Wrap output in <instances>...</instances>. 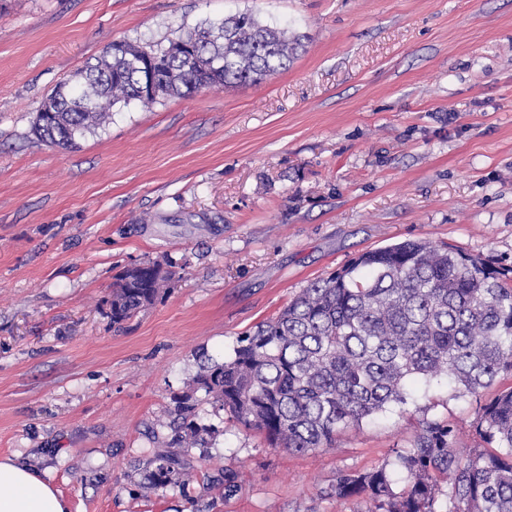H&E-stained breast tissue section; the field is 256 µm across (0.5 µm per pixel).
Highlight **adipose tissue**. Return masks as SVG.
I'll list each match as a JSON object with an SVG mask.
<instances>
[{"instance_id":"adipose-tissue-1","label":"adipose tissue","mask_w":512,"mask_h":512,"mask_svg":"<svg viewBox=\"0 0 512 512\" xmlns=\"http://www.w3.org/2000/svg\"><path fill=\"white\" fill-rule=\"evenodd\" d=\"M0 512H69L53 484L16 457L0 458Z\"/></svg>"}]
</instances>
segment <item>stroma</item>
Segmentation results:
<instances>
[{"label":"stroma","mask_w":512,"mask_h":512,"mask_svg":"<svg viewBox=\"0 0 512 512\" xmlns=\"http://www.w3.org/2000/svg\"><path fill=\"white\" fill-rule=\"evenodd\" d=\"M304 35L285 70L115 106L73 149L36 108L114 41L153 45L239 12ZM405 240L512 268V0H0V457L70 512H358L325 491L408 447L423 419L480 447L447 382L293 454L209 401L188 488L144 494L173 394L358 254ZM158 262L114 324L112 287ZM236 476L233 496L225 474ZM162 269L156 262H149L127 269L118 278L113 289L111 310L112 321L119 324L131 318L139 309L152 303L170 273L158 277L156 270ZM137 271L138 274L134 275Z\"/></svg>","instance_id":"35a3bbf8"}]
</instances>
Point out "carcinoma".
I'll use <instances>...</instances> for the list:
<instances>
[{
	"label": "carcinoma",
	"instance_id": "carcinoma-1",
	"mask_svg": "<svg viewBox=\"0 0 512 512\" xmlns=\"http://www.w3.org/2000/svg\"><path fill=\"white\" fill-rule=\"evenodd\" d=\"M303 36L243 12L154 45L109 44L59 84L33 122L36 138L62 148L105 122L117 104L188 96L198 84H256L288 67ZM157 62L158 93L144 97L134 62ZM149 262L127 269L113 289L112 322L152 303L170 273ZM512 375V277L489 261L424 241L366 251L308 284L280 313L237 340L232 359L202 368L172 399L178 448L206 444L218 430L195 422V394L265 434L273 448L307 453L391 404L405 405L425 379L444 378L477 397ZM485 447L463 455L448 420L425 419L396 452L407 484L395 489L389 462L336 476L326 496L358 499L360 512H512V388L479 405ZM147 489L188 486L159 454ZM446 510H440V497Z\"/></svg>",
	"mask_w": 512,
	"mask_h": 512
}]
</instances>
